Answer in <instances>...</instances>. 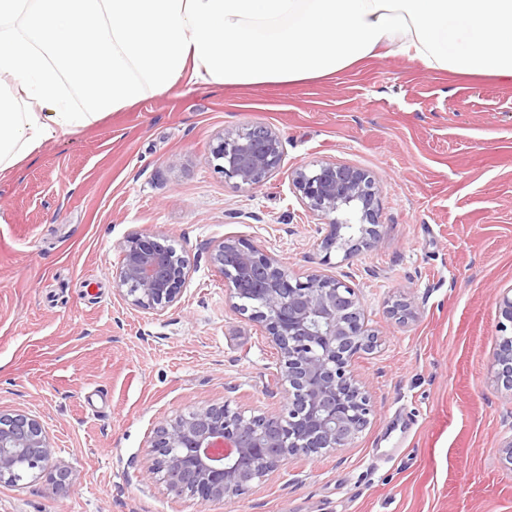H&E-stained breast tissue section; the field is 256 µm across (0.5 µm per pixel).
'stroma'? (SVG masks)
I'll list each match as a JSON object with an SVG mask.
<instances>
[{"instance_id": "stroma-1", "label": "stroma", "mask_w": 512, "mask_h": 512, "mask_svg": "<svg viewBox=\"0 0 512 512\" xmlns=\"http://www.w3.org/2000/svg\"><path fill=\"white\" fill-rule=\"evenodd\" d=\"M255 126L283 147L258 188L212 155L224 131ZM318 161L372 177L375 247L322 249L329 227L288 177ZM134 231L188 262L166 311L115 287ZM227 238L355 289L377 335L354 357L372 413L347 447L202 505L149 477L155 429L211 405L281 414L288 399L263 323L211 263ZM510 286L512 80L375 57L304 85L183 81L146 96L0 176V412L35 416L53 446L46 470L0 482V512H512V390L491 366ZM400 300L415 318L391 315ZM59 468L75 479L54 493Z\"/></svg>"}]
</instances>
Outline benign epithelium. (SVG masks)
I'll list each match as a JSON object with an SVG mask.
<instances>
[{
  "mask_svg": "<svg viewBox=\"0 0 512 512\" xmlns=\"http://www.w3.org/2000/svg\"><path fill=\"white\" fill-rule=\"evenodd\" d=\"M216 167L241 184L260 187L280 167V136L270 128L226 132L212 149ZM289 178L308 212L330 225L323 248L349 255L379 239L375 189L363 170L334 161L302 165ZM211 262L228 273L232 297L259 304L254 317L281 354L280 383L287 413L246 417L229 405L180 414L159 426L147 471L161 475L175 494L206 504L244 494L288 458L349 444L369 422L372 408L361 392L352 360L376 343L362 320L355 290L337 278L310 273L292 280L279 258L251 244L226 239ZM188 277L184 256L154 237H127L113 278L129 305L163 312L181 298ZM499 328L512 326V287L497 302ZM499 380L512 388V336L501 339L492 360ZM53 446L41 423L26 414L0 413V480L23 465L41 467Z\"/></svg>",
  "mask_w": 512,
  "mask_h": 512,
  "instance_id": "7a95c632",
  "label": "benign epithelium"
}]
</instances>
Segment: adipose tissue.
Returning a JSON list of instances; mask_svg holds the SVG:
<instances>
[{"instance_id": "obj_1", "label": "adipose tissue", "mask_w": 512, "mask_h": 512, "mask_svg": "<svg viewBox=\"0 0 512 512\" xmlns=\"http://www.w3.org/2000/svg\"><path fill=\"white\" fill-rule=\"evenodd\" d=\"M381 54L510 79L512 0H0V174L183 79L299 85Z\"/></svg>"}]
</instances>
